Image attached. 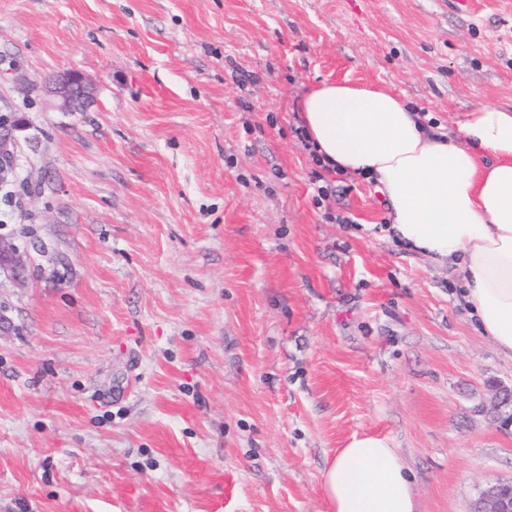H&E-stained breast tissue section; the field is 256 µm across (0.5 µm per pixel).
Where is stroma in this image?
I'll return each instance as SVG.
<instances>
[{
  "label": "stroma",
  "instance_id": "1",
  "mask_svg": "<svg viewBox=\"0 0 512 512\" xmlns=\"http://www.w3.org/2000/svg\"><path fill=\"white\" fill-rule=\"evenodd\" d=\"M324 82L451 135L511 110L512 0H0V236L29 267L0 277V512H331L356 434L416 512L512 482V358L371 182L319 173L295 131ZM49 91L56 98L58 107L65 112H77L92 99V86L80 74L63 72L49 80ZM21 129L18 120H12L8 116L0 117V184L12 183L16 179L14 157L18 148L16 132Z\"/></svg>",
  "mask_w": 512,
  "mask_h": 512
}]
</instances>
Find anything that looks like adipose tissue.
I'll return each instance as SVG.
<instances>
[{
    "mask_svg": "<svg viewBox=\"0 0 512 512\" xmlns=\"http://www.w3.org/2000/svg\"><path fill=\"white\" fill-rule=\"evenodd\" d=\"M300 113L322 165L384 194L389 236L432 262L455 260L482 333L512 357V111L479 106L449 140L387 91L324 82ZM322 490L333 512L416 510L385 437L352 436L324 467Z\"/></svg>",
    "mask_w": 512,
    "mask_h": 512,
    "instance_id": "ef3b65f1",
    "label": "adipose tissue"
}]
</instances>
